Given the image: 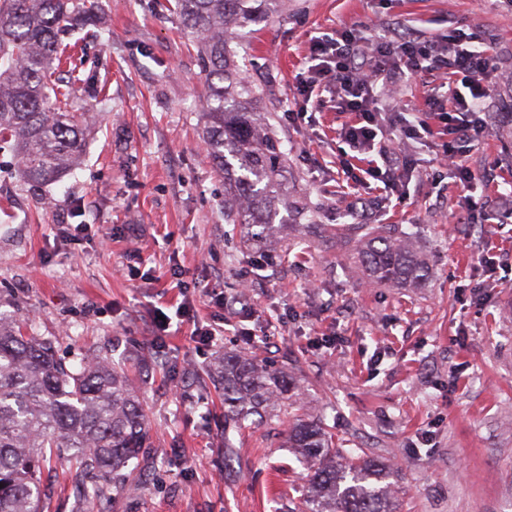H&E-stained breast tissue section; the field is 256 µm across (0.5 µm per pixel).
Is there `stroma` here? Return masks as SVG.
Listing matches in <instances>:
<instances>
[{"instance_id":"35a3bbf8","label":"stroma","mask_w":512,"mask_h":512,"mask_svg":"<svg viewBox=\"0 0 512 512\" xmlns=\"http://www.w3.org/2000/svg\"><path fill=\"white\" fill-rule=\"evenodd\" d=\"M99 16L66 38L88 58L75 70L74 111L99 101L82 163L33 188L0 152V309L54 339L66 362L113 347L141 390L156 452L101 499L78 496L70 463L51 462L49 512H304L305 466L278 422L225 432L222 389L198 380L227 353L290 372L302 415L391 471L398 512H512V223L486 221L479 207L512 184V7L288 0L255 26L237 61L273 115L288 195L308 208L263 241L224 221V177L202 142L204 73L177 18L154 0H99ZM389 19L428 38L457 27L491 38L492 105L467 160L496 178L477 183L476 209L453 185L426 184L432 137L414 152L403 199L372 188L363 212L349 208L342 118L330 102L304 106L298 75L312 37ZM78 216L87 227L70 233ZM367 223L418 226L425 280H369L357 258ZM256 270L253 314L225 318L216 293ZM182 303L194 323L155 335L157 311Z\"/></svg>"}]
</instances>
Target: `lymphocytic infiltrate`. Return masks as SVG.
Wrapping results in <instances>:
<instances>
[{
    "mask_svg": "<svg viewBox=\"0 0 512 512\" xmlns=\"http://www.w3.org/2000/svg\"><path fill=\"white\" fill-rule=\"evenodd\" d=\"M479 41L478 34L458 29L427 39L391 23L381 28L356 23L337 29L334 36L312 39L299 93L307 102L328 95L337 113L348 117L341 128L343 142L368 158L363 166L342 160L349 189L359 190L372 180L390 194L403 188L412 156L380 146L378 138L385 130L379 117L388 90L417 79L426 86L425 119L408 127L407 135L435 133L442 140L428 179L434 184L449 178L461 189L471 188L476 175L464 156L485 128L494 70L493 55Z\"/></svg>",
    "mask_w": 512,
    "mask_h": 512,
    "instance_id": "f902f5d3",
    "label": "lymphocytic infiltrate"
}]
</instances>
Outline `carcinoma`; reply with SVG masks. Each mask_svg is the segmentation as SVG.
<instances>
[{
	"mask_svg": "<svg viewBox=\"0 0 512 512\" xmlns=\"http://www.w3.org/2000/svg\"><path fill=\"white\" fill-rule=\"evenodd\" d=\"M279 0H159L180 19L204 63L202 138L224 174V222L250 224L266 238L280 207H288L280 142L261 132L269 116L235 65L251 26L277 12ZM98 0H0V141L25 184L60 181L83 159L89 121L69 111L73 87L60 75L71 63L62 36L95 24ZM392 226L368 228L359 260L376 281L406 286L427 274L411 239ZM224 429L282 418L286 447L309 465V512H395L387 473L365 455L334 447L322 423L293 413L295 383L248 355L223 358ZM146 413L125 369L103 347L77 366L57 355L55 341L27 336L0 314V512H43L41 470L65 456L95 497L125 483L151 447Z\"/></svg>",
	"mask_w": 512,
	"mask_h": 512,
	"instance_id": "obj_1",
	"label": "carcinoma"
}]
</instances>
